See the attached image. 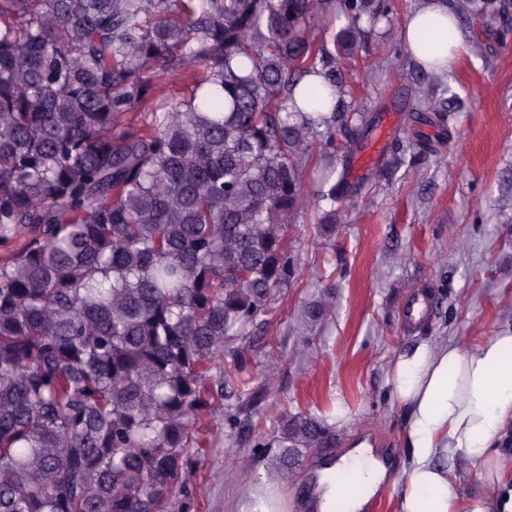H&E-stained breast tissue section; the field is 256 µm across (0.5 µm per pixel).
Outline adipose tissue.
Here are the masks:
<instances>
[{"label":"adipose tissue","instance_id":"ef3b65f1","mask_svg":"<svg viewBox=\"0 0 512 512\" xmlns=\"http://www.w3.org/2000/svg\"><path fill=\"white\" fill-rule=\"evenodd\" d=\"M432 18L452 27L453 39L430 58L417 33ZM401 41L423 69L449 67L466 42L454 0H422L403 25ZM389 375L407 419L408 479L398 512H512V456L500 446L512 432V326L467 348L415 343L395 356ZM441 456L474 470L480 477L477 490L459 495L452 471L435 463ZM347 465L366 469L362 493L332 485L323 499L341 502L343 512H360L383 472L365 448Z\"/></svg>","mask_w":512,"mask_h":512}]
</instances>
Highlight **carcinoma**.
<instances>
[{
    "instance_id": "obj_1",
    "label": "carcinoma",
    "mask_w": 512,
    "mask_h": 512,
    "mask_svg": "<svg viewBox=\"0 0 512 512\" xmlns=\"http://www.w3.org/2000/svg\"><path fill=\"white\" fill-rule=\"evenodd\" d=\"M397 10L0 0V512H189L198 417L244 395L237 343L296 279L292 224L361 191L330 166L327 133L349 150L372 126L336 63ZM448 35L431 21L418 44ZM455 104L421 97V121ZM391 152L431 149L410 127ZM273 444L286 468L336 438L297 412Z\"/></svg>"
}]
</instances>
